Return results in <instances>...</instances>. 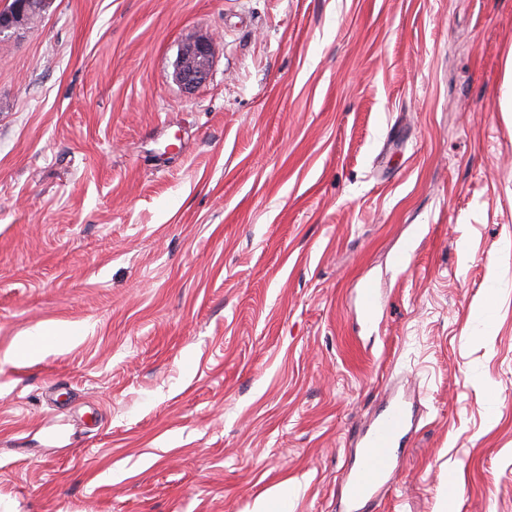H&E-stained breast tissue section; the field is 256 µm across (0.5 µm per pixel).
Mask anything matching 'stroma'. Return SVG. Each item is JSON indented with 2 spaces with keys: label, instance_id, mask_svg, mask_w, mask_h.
<instances>
[{
  "label": "stroma",
  "instance_id": "stroma-1",
  "mask_svg": "<svg viewBox=\"0 0 512 512\" xmlns=\"http://www.w3.org/2000/svg\"><path fill=\"white\" fill-rule=\"evenodd\" d=\"M511 58L512 0H51L1 34L0 512H336L395 387L424 414L380 512H512ZM212 43L208 38L185 42L180 49L176 78L185 90L205 84L211 74Z\"/></svg>",
  "mask_w": 512,
  "mask_h": 512
}]
</instances>
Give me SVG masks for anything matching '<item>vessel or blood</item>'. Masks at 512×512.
Here are the masks:
<instances>
[{"instance_id": "vessel-or-blood-1", "label": "vessel or blood", "mask_w": 512, "mask_h": 512, "mask_svg": "<svg viewBox=\"0 0 512 512\" xmlns=\"http://www.w3.org/2000/svg\"><path fill=\"white\" fill-rule=\"evenodd\" d=\"M414 427V396L407 391L391 395L356 433L360 450L347 470L345 512H376L379 497L389 484L391 464L404 452Z\"/></svg>"}]
</instances>
